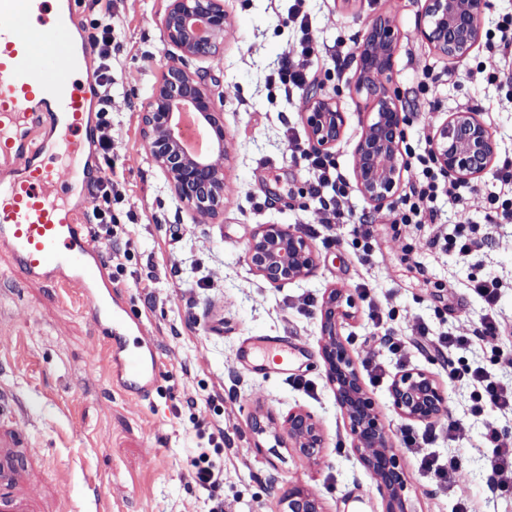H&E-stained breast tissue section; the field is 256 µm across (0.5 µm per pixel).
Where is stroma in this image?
Returning a JSON list of instances; mask_svg holds the SVG:
<instances>
[{"label":"stroma","mask_w":512,"mask_h":512,"mask_svg":"<svg viewBox=\"0 0 512 512\" xmlns=\"http://www.w3.org/2000/svg\"><path fill=\"white\" fill-rule=\"evenodd\" d=\"M425 0H307L317 54L308 59L309 83L333 98L347 115L342 140L332 151L347 181H354L353 151L364 131L365 98L353 89L349 62L359 35L379 15L399 31L392 73L407 116L404 140L425 147L433 126L450 113L474 108L497 142L498 156H512V104L497 85L469 77L467 60L452 61L422 40L417 20ZM169 0H114L112 8V140L124 169L126 193L115 204L132 213L126 231L134 242L122 273L106 274L100 293L121 288L141 327L133 342H154L167 373L141 400L113 388L99 354L96 326L72 288L13 273L0 254V383L13 387L22 406L21 426L41 446L40 456L16 455L13 487L39 495L38 512H279L288 489H307L324 512H385L376 482L351 449L320 356V308L327 289L367 285L371 301L342 331L358 368L384 365V378L364 377L394 438L423 432L390 408L396 373L413 367L445 381L450 363L478 361L512 382V341L475 336L486 312L470 290L474 276L492 274L505 287L498 302L512 325V223L495 224L483 249L469 259L429 250L407 256L409 240L390 228V210L352 190L350 206L374 224L369 258L353 244L349 224L326 226L307 190L311 175L293 160L289 134L306 137L305 92L286 97L280 61L299 55L300 34L284 24L289 0H224L231 25L219 54L191 58L188 68L210 90L224 114L227 160L224 212L206 222L186 209L153 163L142 112L165 65L179 49L164 36ZM441 82L436 110L424 117L413 90L423 72ZM262 224H287L307 236L317 255L303 280L271 284L250 268L246 248ZM313 304H305V297ZM430 334L472 337L469 347L437 352L411 337L415 326ZM405 337L393 354L382 336ZM259 336L286 337L300 349L294 371L280 376L237 361L241 345ZM468 389L448 391V409L466 428L451 440L437 434L423 453L458 457L462 468L448 489L419 471L415 455L401 463L408 475L407 512H454L458 502L478 512H512V495L487 486L482 433L495 423L512 443V414L470 413ZM321 424L325 446L317 460L278 447L273 434L255 435L251 416L282 423L293 410ZM224 430L223 483L215 492L195 486L189 462L198 444L196 424Z\"/></svg>","instance_id":"obj_1"}]
</instances>
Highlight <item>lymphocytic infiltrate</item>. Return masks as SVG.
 Instances as JSON below:
<instances>
[{"instance_id": "lymphocytic-infiltrate-1", "label": "lymphocytic infiltrate", "mask_w": 512, "mask_h": 512, "mask_svg": "<svg viewBox=\"0 0 512 512\" xmlns=\"http://www.w3.org/2000/svg\"><path fill=\"white\" fill-rule=\"evenodd\" d=\"M94 10L86 17L84 24L90 32L95 47L97 65L93 75L100 89V108L97 112L98 157L102 166L109 171L106 179L100 180L96 187V206L93 210V233L102 234L105 240L118 238L120 216L113 206L125 197V185L119 177L115 158L112 154V113L109 109L112 92V25L109 21L111 0H94ZM287 23L297 26L302 34L300 41L301 61L285 60L278 70L280 86L290 91L302 88L307 80V70L303 64L305 57L315 52L310 36L309 17L300 4H293L286 17ZM488 51L499 54L497 68L486 69L483 61H475L469 73L481 76L490 84L510 87L507 96L512 104V13L504 14L493 29L486 33ZM293 155L307 162L312 172L309 194L324 210L326 223L350 224L354 227L353 243L363 252H370L374 239V227L365 221L356 219L348 204L349 186L342 179L334 159L310 153L303 148L301 141L290 138ZM406 155L412 158L421 170L417 182L408 184L399 203L393 209L392 229L394 233H414L410 244L412 252L437 248L467 258L482 249L485 234L481 225L463 219L451 230L438 226L440 209L438 198L446 177L437 165L431 151L416 152L406 148ZM502 192H489L485 219L490 224L512 223V159H504L497 164L493 173ZM503 288L501 279L487 275L472 280V290L486 305V313L477 330L481 336H503L508 329L497 313V303ZM449 385H464L470 389L473 402L472 413L478 414L490 407L502 412L512 411V383H504L496 374L479 364L465 361L448 367ZM207 444L196 450L191 459V478L196 486L207 491L216 490L223 478L221 464L217 457L224 444V431L211 427L206 431ZM484 447L490 448L488 457L487 483L491 492L507 494L512 492V444L507 443L501 430L495 424H487L483 435Z\"/></svg>"}]
</instances>
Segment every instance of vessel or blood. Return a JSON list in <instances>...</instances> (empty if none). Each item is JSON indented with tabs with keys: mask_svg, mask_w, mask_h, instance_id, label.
Masks as SVG:
<instances>
[{
	"mask_svg": "<svg viewBox=\"0 0 512 512\" xmlns=\"http://www.w3.org/2000/svg\"><path fill=\"white\" fill-rule=\"evenodd\" d=\"M53 7L48 22L32 23L34 11ZM71 0H0V160L13 167L0 172V251L25 278L78 289L95 322L110 321L100 352L112 367V385L125 395L149 397L164 376L155 352L128 346L126 335L138 322L119 290L111 304L97 292L101 252L85 221L84 188L90 176L79 131L89 128L96 83L80 87L70 76L94 54L90 41L76 38ZM66 155V168L51 158ZM296 354L287 339L262 340L242 350L240 363L288 372ZM36 454V442L15 427L0 424V512H36L33 494H10L12 481L2 463L15 449Z\"/></svg>",
	"mask_w": 512,
	"mask_h": 512,
	"instance_id": "1",
	"label": "vessel or blood"
}]
</instances>
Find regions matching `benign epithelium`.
I'll return each instance as SVG.
<instances>
[{
	"label": "benign epithelium",
	"mask_w": 512,
	"mask_h": 512,
	"mask_svg": "<svg viewBox=\"0 0 512 512\" xmlns=\"http://www.w3.org/2000/svg\"><path fill=\"white\" fill-rule=\"evenodd\" d=\"M485 0H426L417 29L420 37L451 60L466 58L480 43L478 17ZM230 25L223 0H170L162 26L168 41L182 49L183 58L168 65L155 85L142 115L152 161L167 176L176 197L202 218L224 213V113L210 92L189 71L185 58L210 56L220 50ZM397 43L391 20L379 15L357 47L354 83L366 94L365 131L357 142L354 174L361 195L377 208L392 204L403 181L401 153L405 114L397 90L390 84ZM189 108L208 124L215 154L192 157L181 149L176 135L181 110ZM310 149L329 153L341 140L346 113L337 102L317 94L307 99L304 112ZM437 164L459 181L479 177L497 153V143L475 109L449 115L429 138ZM247 259L257 275L272 284L305 279L317 266L309 241L286 224H262L247 246ZM355 301L343 288H332L321 306L320 354L336 405L346 418L351 447L372 475L386 501V512H405L408 479L399 454L390 451L393 435L386 428L373 398L341 335L354 317ZM392 411L402 420L432 423L447 412L445 388L427 370L397 373L389 389ZM276 441L314 459L324 448L323 429L310 413L288 412L274 434ZM284 512H322L318 498L300 487L282 499Z\"/></svg>",
	"instance_id": "obj_1"
}]
</instances>
